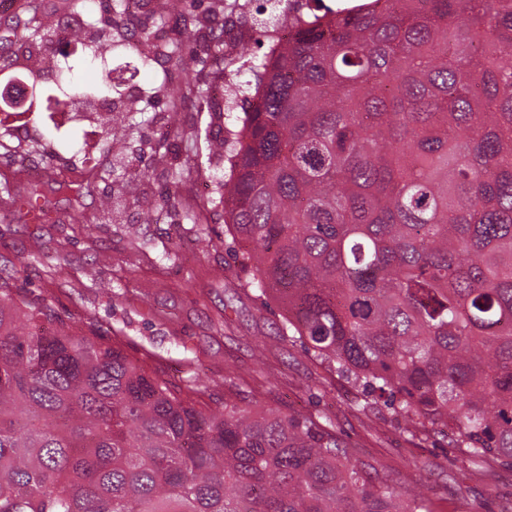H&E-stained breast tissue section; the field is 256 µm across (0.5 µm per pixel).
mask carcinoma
Masks as SVG:
<instances>
[{
    "label": "carcinoma",
    "instance_id": "carcinoma-1",
    "mask_svg": "<svg viewBox=\"0 0 512 512\" xmlns=\"http://www.w3.org/2000/svg\"><path fill=\"white\" fill-rule=\"evenodd\" d=\"M263 2L302 31L229 63L257 74L224 183L246 285L367 407L452 427L464 467L512 465V0H305L301 20L291 0ZM70 5L97 27L88 0ZM2 27L31 58L53 38L34 6ZM195 40L154 46L173 66L163 84L201 107L224 31L202 53ZM125 48L100 36L88 59L55 52L56 104L121 101L110 63ZM156 94L112 110L104 133L133 134ZM45 315L0 276V512H432L314 415L245 400L231 379L199 408Z\"/></svg>",
    "mask_w": 512,
    "mask_h": 512
}]
</instances>
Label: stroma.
<instances>
[{
    "instance_id": "stroma-1",
    "label": "stroma",
    "mask_w": 512,
    "mask_h": 512,
    "mask_svg": "<svg viewBox=\"0 0 512 512\" xmlns=\"http://www.w3.org/2000/svg\"><path fill=\"white\" fill-rule=\"evenodd\" d=\"M168 93L156 101L157 119L137 134L132 163L116 162L106 135L87 140V127L71 136L99 158L104 180L84 200L96 211L111 192L113 212L100 224H78L67 195L52 196L44 221L0 214V264L14 271L13 287L47 306L51 325L117 342L175 386H197L195 401L223 398L231 378L249 395L283 411L330 420L359 458L375 462L407 488L422 493L434 512H512V467L493 463L461 474L451 431L410 435L407 423L384 407L364 408V396L299 342L279 336L280 311L245 285L230 249L224 208L196 195L207 181L210 145L241 130L243 102L229 110L182 112L177 131L167 129ZM51 124L33 116L26 142L39 143L35 165L73 180L81 173L74 151L46 155ZM199 165L177 193L174 206L161 197L167 171ZM200 216L184 220L186 212Z\"/></svg>"
}]
</instances>
